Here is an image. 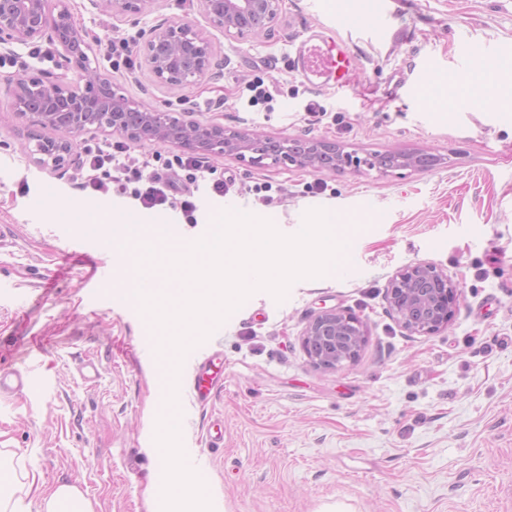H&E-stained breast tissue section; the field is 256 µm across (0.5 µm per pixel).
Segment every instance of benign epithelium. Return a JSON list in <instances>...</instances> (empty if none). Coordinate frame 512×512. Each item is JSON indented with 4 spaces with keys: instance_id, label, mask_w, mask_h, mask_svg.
Returning <instances> with one entry per match:
<instances>
[{
    "instance_id": "obj_1",
    "label": "benign epithelium",
    "mask_w": 512,
    "mask_h": 512,
    "mask_svg": "<svg viewBox=\"0 0 512 512\" xmlns=\"http://www.w3.org/2000/svg\"><path fill=\"white\" fill-rule=\"evenodd\" d=\"M155 0H99L116 16L135 17ZM210 25L224 34L245 38L270 37L283 0H201ZM52 32L65 49V68L78 76L72 87L46 74L25 75L13 90L12 109L31 127H54L79 134L92 127L120 132L133 143L160 140L195 154L230 155L251 166L266 159L312 171L360 172L375 169V159L360 157L317 138L263 137L203 124L191 113L144 108L128 99L104 75L89 68L88 55L74 49L84 44L74 26L66 0H0V45L34 40ZM140 53L157 82L170 87L194 85L220 74L223 62L203 33L192 24L170 19L156 26ZM37 162L54 167L78 160L71 141L46 139L37 144ZM391 170L419 168L418 153L392 152ZM460 286L447 273L428 263L409 265L389 280L391 312L409 334L431 336L448 327L460 302ZM366 342L364 322L337 309L314 314L304 331L303 346L317 368L334 369L356 360Z\"/></svg>"
}]
</instances>
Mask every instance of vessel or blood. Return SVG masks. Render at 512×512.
Returning a JSON list of instances; mask_svg holds the SVG:
<instances>
[{"instance_id":"vessel-or-blood-1","label":"vessel or blood","mask_w":512,"mask_h":512,"mask_svg":"<svg viewBox=\"0 0 512 512\" xmlns=\"http://www.w3.org/2000/svg\"><path fill=\"white\" fill-rule=\"evenodd\" d=\"M353 52L343 43L315 33L304 39L293 59L294 69L309 85L319 89L341 90L348 85ZM222 369L213 358L197 368L191 385L195 402H206ZM34 384L32 376L21 369H0V395L26 393Z\"/></svg>"}]
</instances>
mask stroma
Wrapping results in <instances>:
<instances>
[{
	"mask_svg": "<svg viewBox=\"0 0 512 512\" xmlns=\"http://www.w3.org/2000/svg\"><path fill=\"white\" fill-rule=\"evenodd\" d=\"M67 5L91 66L144 106L361 155L424 150L440 161L319 173L210 155L225 193L202 195L190 224L177 209H142L114 185L78 189V165L37 164L11 108L15 83L76 76L50 36L41 39L49 61L9 45L23 65L0 70V367L41 382L35 394L0 398V451L15 469H37L49 488L77 484L93 512H160L151 473L163 464L154 435L170 358L137 350L153 330L133 288L136 253L184 250L225 210L270 217L292 235L320 208L345 243L342 271L299 280L280 302L255 292L230 314L206 341L224 359L206 404L190 394L193 363L181 365L182 443L214 512H512V109L482 102L487 74L512 99V0H284L273 37L244 39L211 27L200 0H155L128 18L93 0ZM172 17L206 34L224 60L220 76L172 88L138 53L133 68H110L111 43L142 40ZM312 32L353 50L345 90L312 88L292 71L290 56ZM470 42L486 54L462 60ZM258 76L274 86L273 111L243 108ZM311 100L327 110L321 122L309 120ZM317 179L327 191L307 192ZM62 203L102 226L115 211L140 216L141 233L88 234L58 215ZM162 223L179 225L180 237L161 233ZM74 236L84 247H69ZM418 263L442 268L461 290L454 319L433 336L404 331L386 299L389 278ZM331 308L367 330L358 358L335 370L314 367L302 345L310 316ZM88 357L98 363L91 380L78 373Z\"/></svg>",
	"mask_w": 512,
	"mask_h": 512,
	"instance_id": "35a3bbf8",
	"label": "stroma"
}]
</instances>
